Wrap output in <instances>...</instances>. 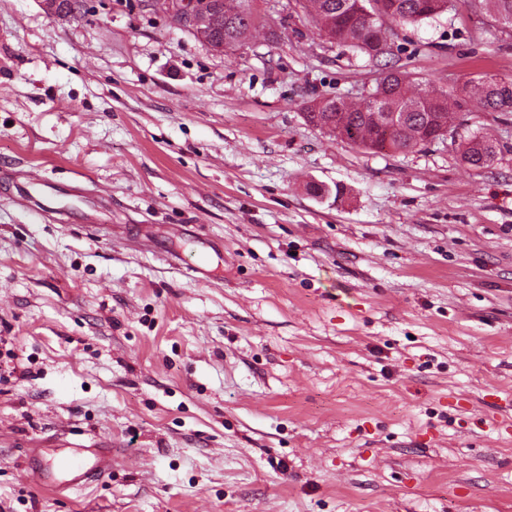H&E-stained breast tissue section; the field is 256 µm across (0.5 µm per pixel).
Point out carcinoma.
Returning <instances> with one entry per match:
<instances>
[{"mask_svg": "<svg viewBox=\"0 0 512 512\" xmlns=\"http://www.w3.org/2000/svg\"><path fill=\"white\" fill-rule=\"evenodd\" d=\"M226 0H211V35L221 42L227 36L246 40L251 32L265 26L263 20L252 8L237 10L225 7ZM378 0H301L299 5L310 11L319 31L329 34L337 45L350 46L364 50L369 36L365 23L354 17L356 9L374 11L373 4ZM399 8L388 15L387 22L393 24L418 23L438 16V0H398ZM494 18L512 17V0H478ZM431 89L422 86L414 76L403 85L397 86L396 93L386 101L389 112H405L407 117L400 127L393 130L388 141L378 140V131L369 120L364 103L360 101L335 98L332 104L317 111L311 105L305 106L310 122L322 129L326 125L342 128L348 134V143L367 150L389 149L394 152H406L420 145L418 134L421 129L449 124L451 115L448 109L440 112H425L419 107V99ZM487 112L512 113V79L493 75H481L470 80L461 88V97L455 99L457 108H463L469 101ZM461 161L471 170L480 173L492 166L497 156V146L488 137L479 133L470 134L459 143Z\"/></svg>", "mask_w": 512, "mask_h": 512, "instance_id": "cac0c4a2", "label": "carcinoma"}]
</instances>
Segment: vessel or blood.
<instances>
[{
    "label": "vessel or blood",
    "mask_w": 512,
    "mask_h": 512,
    "mask_svg": "<svg viewBox=\"0 0 512 512\" xmlns=\"http://www.w3.org/2000/svg\"><path fill=\"white\" fill-rule=\"evenodd\" d=\"M58 195V188L45 181L22 192L28 202V213L39 218L56 202ZM112 464L111 449L78 447L69 449L65 456L54 462L39 463L33 470V476L46 489L75 490L111 471Z\"/></svg>",
    "instance_id": "1"
}]
</instances>
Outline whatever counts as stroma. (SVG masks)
I'll return each mask as SVG.
<instances>
[{
    "instance_id": "stroma-1",
    "label": "stroma",
    "mask_w": 512,
    "mask_h": 512,
    "mask_svg": "<svg viewBox=\"0 0 512 512\" xmlns=\"http://www.w3.org/2000/svg\"><path fill=\"white\" fill-rule=\"evenodd\" d=\"M252 3L278 41L220 54L162 0H0V512H512V115L350 145L304 106L379 68ZM389 37L431 86L512 78L462 0ZM70 442L111 471L39 487L30 449ZM496 144L487 136L470 134L459 143L461 161L477 173L492 166L497 156ZM60 190L52 183L39 182L30 189L25 188L20 194L25 198L29 205L28 213L42 218L46 210L53 209L51 204L56 202Z\"/></svg>"
}]
</instances>
